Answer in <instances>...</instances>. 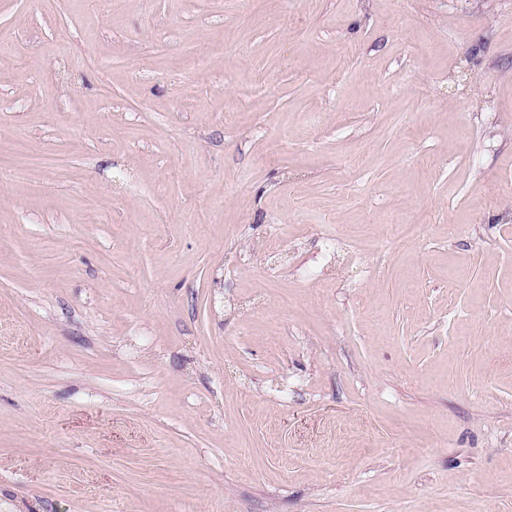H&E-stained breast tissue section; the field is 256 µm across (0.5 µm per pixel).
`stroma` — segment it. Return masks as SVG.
I'll return each instance as SVG.
<instances>
[{"label": "stroma", "mask_w": 512, "mask_h": 512, "mask_svg": "<svg viewBox=\"0 0 512 512\" xmlns=\"http://www.w3.org/2000/svg\"><path fill=\"white\" fill-rule=\"evenodd\" d=\"M0 512H512V0H0Z\"/></svg>", "instance_id": "35a3bbf8"}]
</instances>
